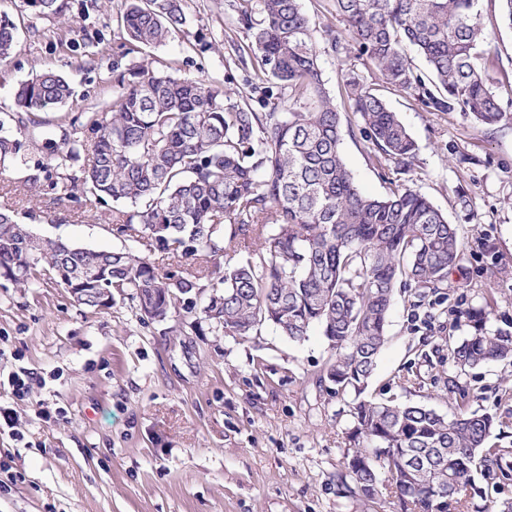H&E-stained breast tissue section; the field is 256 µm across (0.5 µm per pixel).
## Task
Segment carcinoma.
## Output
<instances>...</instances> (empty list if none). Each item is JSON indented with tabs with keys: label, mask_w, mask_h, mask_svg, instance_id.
<instances>
[{
	"label": "carcinoma",
	"mask_w": 512,
	"mask_h": 512,
	"mask_svg": "<svg viewBox=\"0 0 512 512\" xmlns=\"http://www.w3.org/2000/svg\"><path fill=\"white\" fill-rule=\"evenodd\" d=\"M479 0H336L357 51L385 80L410 92L429 112H462L495 128L512 123L479 60L490 55ZM37 17L62 16L68 0H26ZM264 18L239 23L252 31L247 49L256 76L288 88L286 112H256L198 77L177 78L151 64L120 73L112 110L63 132L64 169L87 153L85 205L112 200V223L173 258L202 252L213 259L224 293L203 308L228 336H248L270 323L294 341L318 326L334 350L324 377L336 392H354L348 439L354 454L377 464L345 463L336 485L373 500L375 467L387 469L406 512H449L474 489L475 474H512L502 449L488 445L497 421L464 412L446 419L421 405L378 403L362 397L385 343L394 288L405 278L436 292L448 275L465 270L455 225L426 197L396 189L384 198L363 194L342 151L340 113L323 87L310 24L299 0H263ZM183 0H126L121 15L124 55L163 44L183 25ZM16 25L0 10V62L16 46ZM413 47L430 76L417 73L405 52ZM343 88L362 121L361 135L380 168H410L416 143L385 100L355 78ZM67 80L47 71L20 84L18 111L9 115L20 138L0 135V163L37 147L41 114L63 107ZM0 274L26 286L46 276L69 288H130L155 319L167 316L194 280L166 271L132 252L44 242L0 210ZM234 227L224 238V225ZM271 232L263 233L264 228ZM263 236L260 263L221 265L238 251L237 236ZM470 332L451 347L460 370L512 358V332L490 331L483 309L465 312ZM447 482L439 486L440 476Z\"/></svg>",
	"instance_id": "1"
}]
</instances>
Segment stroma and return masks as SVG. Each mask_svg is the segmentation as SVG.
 <instances>
[{
    "instance_id": "1",
    "label": "stroma",
    "mask_w": 512,
    "mask_h": 512,
    "mask_svg": "<svg viewBox=\"0 0 512 512\" xmlns=\"http://www.w3.org/2000/svg\"><path fill=\"white\" fill-rule=\"evenodd\" d=\"M66 15L33 18L25 0H8L17 48L0 66V116L15 112V87L49 69L69 81L72 96L45 114L40 146L0 171V208L46 240L94 250H131L179 275H193L191 296L206 304L213 280L199 261L170 260L112 224L111 206L86 207L81 193L61 197L48 174L61 150L62 122L108 109L117 94L112 67L151 60L176 76H196L226 91L249 94L251 37L238 22L248 5L254 22L263 0H185V23L156 47L119 57L115 10L85 13L69 0ZM319 49L327 91L341 116L342 152L360 190L387 196L389 183L360 134L361 120L342 94L346 77L379 94L417 144L398 183L428 198L455 224L466 271L440 292L396 289L387 340L365 395L421 404L452 417L487 412L503 421L499 448L512 452V361L460 373L449 340L467 336L463 310L484 307L489 329L512 331V124L478 127L461 112L426 111L387 84L356 50L336 55L326 30L344 34L335 0H300ZM492 37L491 86L512 97V28L499 0H479ZM40 175L29 185V175ZM468 207H461L460 197ZM331 354L319 329L295 342L271 324L240 338L203 315L172 308L165 319L139 309L130 289L112 305L90 309L41 278L26 288L0 280V407L16 427L0 426V512H401L378 469L385 493L377 502L340 491L336 474L352 450L350 398L322 372ZM37 380L17 399L8 377L20 369ZM467 386L460 398L449 378ZM460 512H496L512 501V478L477 479Z\"/></svg>"
}]
</instances>
